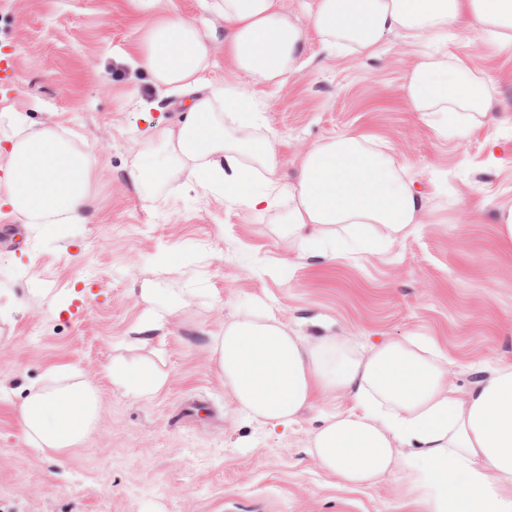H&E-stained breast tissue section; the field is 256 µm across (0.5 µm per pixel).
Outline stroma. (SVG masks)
I'll list each match as a JSON object with an SVG mask.
<instances>
[{
  "label": "stroma",
  "instance_id": "1",
  "mask_svg": "<svg viewBox=\"0 0 512 512\" xmlns=\"http://www.w3.org/2000/svg\"><path fill=\"white\" fill-rule=\"evenodd\" d=\"M315 0H283L303 32L301 67L282 82L252 84L257 138L274 139L292 181L305 151L356 133L401 164L428 206L418 228L387 245L366 227L352 241L290 245L288 208L253 212L218 192L170 179L141 195L125 180L154 127L179 122L186 96L160 95L131 61L143 35L130 0H0V108L55 125L94 166L87 220L57 234L5 205L0 185V512H427L402 470L342 486L317 466L309 442L336 393L287 431L241 415L209 343L242 313H272L308 339L367 346L414 336L431 341L450 379L467 391L512 366V248L497 240V212L512 204V42L461 21L438 46L481 78L488 111H414L403 86L433 42L388 35L377 52L328 50L313 29ZM176 310L164 331L137 343L142 280ZM166 377L134 396L112 379L116 362ZM67 367L95 392L85 438L62 455L23 436L17 412L31 388Z\"/></svg>",
  "mask_w": 512,
  "mask_h": 512
}]
</instances>
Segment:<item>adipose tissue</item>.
Wrapping results in <instances>:
<instances>
[{"label": "adipose tissue", "mask_w": 512, "mask_h": 512, "mask_svg": "<svg viewBox=\"0 0 512 512\" xmlns=\"http://www.w3.org/2000/svg\"><path fill=\"white\" fill-rule=\"evenodd\" d=\"M209 9L223 20V35L178 13L145 25L137 66L157 88L189 94L190 110L177 125L155 131L159 148L152 162H134L127 182L138 190L176 173L189 190L220 182L224 199L252 211L287 196L283 232L292 243L340 231L352 235L364 224L377 225L387 242L411 233L427 199L364 137L350 133L316 145L285 184L274 142L255 140L248 132L254 115L238 111L247 97L242 87L199 93L217 46H224L240 77L272 83L295 70L302 41L280 0H211ZM465 17L500 38L512 37V0H316L311 23L328 46L371 52L388 34L438 37ZM404 88L418 112L486 106L480 83L436 53L419 56ZM0 114L14 128L0 144V181L14 213L29 224L85 223L92 156L51 126L27 124L15 108ZM430 350L407 340L362 352L333 337L314 342L290 335L275 318L250 314L210 344L239 409L261 425L288 426L333 392L358 404V411L326 415L310 442L319 467L341 482L365 484L400 467L429 512H512V367L461 392ZM97 409L84 382L36 388L19 411V424L36 450L58 453L86 436Z\"/></svg>", "instance_id": "1"}]
</instances>
